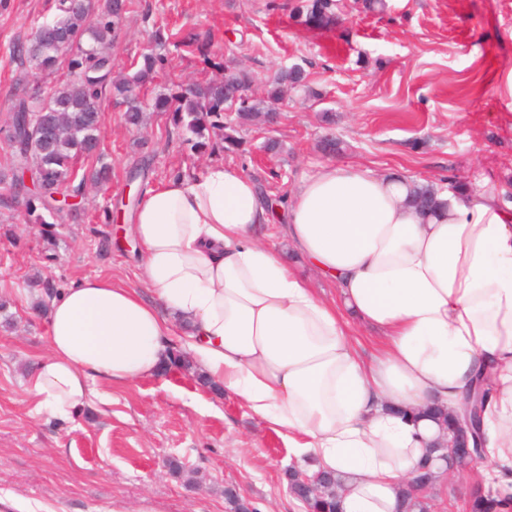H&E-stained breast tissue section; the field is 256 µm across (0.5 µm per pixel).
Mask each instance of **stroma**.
<instances>
[{
	"instance_id": "obj_1",
	"label": "stroma",
	"mask_w": 512,
	"mask_h": 512,
	"mask_svg": "<svg viewBox=\"0 0 512 512\" xmlns=\"http://www.w3.org/2000/svg\"><path fill=\"white\" fill-rule=\"evenodd\" d=\"M293 2L134 0L112 50L115 70L159 33L166 61L141 92L142 127L126 124L122 100H102L100 154L82 170L108 164L110 182L86 184L51 226L0 206V512H227L229 485L253 512H305L288 492L299 463L287 432L207 388L196 370L172 365L129 386L92 383L87 406L64 422L36 413L27 397L26 378L49 351L45 286L96 276L141 283L130 212L116 224L107 218L128 196L133 169L147 168L152 185L224 162L274 196L333 161L437 184L485 182L512 198V0H377L371 10L340 0V20L327 30L292 18ZM56 14L55 0H0V125L35 84L12 43ZM174 34L197 37L207 54L187 52ZM229 60L251 71L257 99L279 69L300 68L306 79L278 103L276 127L245 126L240 147L196 152L189 131L150 106L172 84L221 77ZM329 132L345 143L333 156L318 147ZM270 139L278 153L265 151Z\"/></svg>"
}]
</instances>
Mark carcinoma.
Masks as SVG:
<instances>
[{
    "label": "carcinoma",
    "mask_w": 512,
    "mask_h": 512,
    "mask_svg": "<svg viewBox=\"0 0 512 512\" xmlns=\"http://www.w3.org/2000/svg\"><path fill=\"white\" fill-rule=\"evenodd\" d=\"M132 4V0H85L84 11L69 10L66 0H57L58 14L53 19L54 35H37L26 43H19L14 54L20 62L42 73H53L64 66L75 78L57 82L49 88L46 97L38 101L21 98L8 115L6 125L14 135L5 139L15 162L32 163L37 168L38 188L29 192L26 213L36 215L43 209L54 214L53 195L65 190L79 191L86 182L103 185L110 180L106 164L91 175H78L76 164L82 157H92L99 147L101 101L103 94L113 90L127 103L126 122L139 126L143 121L139 104L140 90L152 81L157 67L164 62L161 54L151 49L141 55L142 62L134 61V73L112 81V37L116 25ZM337 0H304L293 11L304 17V23L326 27L337 18ZM304 73L298 69L284 70L275 75L267 99L253 100L249 95L253 78L244 68L224 66V78L211 80L153 102L157 112L172 111L174 125L186 126L199 141L193 148L215 152L220 144L226 148L240 146L237 128L247 124L263 123L275 109L284 87L300 85ZM235 117L226 119V113ZM411 203L421 212L437 205V189L431 183L416 185ZM308 512H338L336 495H325L307 502ZM498 502L476 487L470 502L471 512H497Z\"/></svg>",
    "instance_id": "1"
}]
</instances>
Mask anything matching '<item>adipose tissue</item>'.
I'll return each mask as SVG.
<instances>
[{"label": "adipose tissue", "instance_id": "obj_1", "mask_svg": "<svg viewBox=\"0 0 512 512\" xmlns=\"http://www.w3.org/2000/svg\"><path fill=\"white\" fill-rule=\"evenodd\" d=\"M411 178L323 164L281 211L290 248L340 297L257 233L272 221L255 182L210 165L144 191L131 231L145 289L83 278L52 294L49 354L26 380L37 413L64 421L91 381L157 374L184 330L206 381L288 433L308 473L341 481L339 512H398V491L443 434L428 406L462 413L485 380V468L512 495V203L484 185L442 189L443 210L407 202ZM380 333L353 343L348 317Z\"/></svg>", "mask_w": 512, "mask_h": 512}]
</instances>
